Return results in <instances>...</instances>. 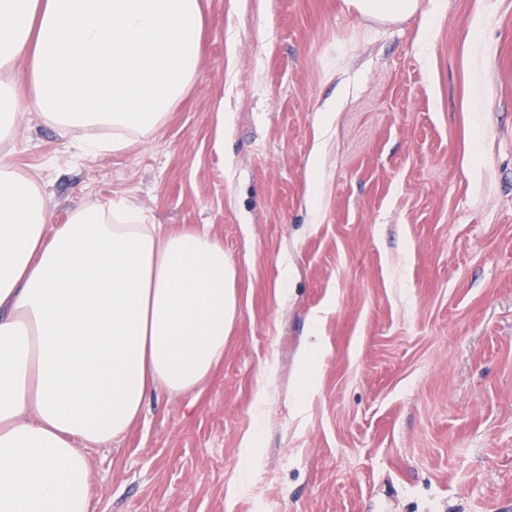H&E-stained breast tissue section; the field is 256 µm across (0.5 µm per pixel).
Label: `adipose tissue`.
Masks as SVG:
<instances>
[{
    "mask_svg": "<svg viewBox=\"0 0 512 512\" xmlns=\"http://www.w3.org/2000/svg\"><path fill=\"white\" fill-rule=\"evenodd\" d=\"M199 0H0V142L26 112L98 155L147 137L197 73ZM28 63V95L11 77ZM236 271L208 231L125 201L51 225L0 152V512H90L87 449L224 356Z\"/></svg>",
    "mask_w": 512,
    "mask_h": 512,
    "instance_id": "ef3b65f1",
    "label": "adipose tissue"
}]
</instances>
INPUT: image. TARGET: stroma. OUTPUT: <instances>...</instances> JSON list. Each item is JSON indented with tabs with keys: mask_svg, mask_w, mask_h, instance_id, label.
I'll return each instance as SVG.
<instances>
[{
	"mask_svg": "<svg viewBox=\"0 0 512 512\" xmlns=\"http://www.w3.org/2000/svg\"><path fill=\"white\" fill-rule=\"evenodd\" d=\"M200 2L145 140L80 155L32 113L6 144L52 223L121 198L237 271L203 389L89 449L91 512H512V0ZM359 14L391 22L413 15L420 6L419 0H345Z\"/></svg>",
	"mask_w": 512,
	"mask_h": 512,
	"instance_id": "stroma-1",
	"label": "stroma"
}]
</instances>
